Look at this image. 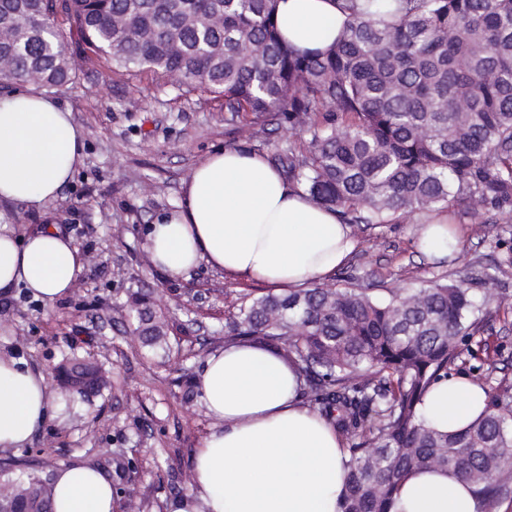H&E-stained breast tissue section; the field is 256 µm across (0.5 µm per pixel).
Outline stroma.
<instances>
[{"instance_id": "35a3bbf8", "label": "stroma", "mask_w": 512, "mask_h": 512, "mask_svg": "<svg viewBox=\"0 0 512 512\" xmlns=\"http://www.w3.org/2000/svg\"><path fill=\"white\" fill-rule=\"evenodd\" d=\"M56 93L81 131L82 161L73 179L41 212L0 201V222L57 224L79 249L84 270L54 306L16 287L0 294V346L15 349L57 386L64 358L92 362L110 377L99 392L71 399V418L53 409L27 447L0 453V469L54 475L61 465L88 460L112 479L117 512H165L190 486L194 451L211 426L198 400H184L185 382L224 343V319L241 295L266 285L236 280L202 264L168 281L144 246L148 224L180 201L193 168L210 153L247 148L274 156L307 135L262 124L242 135V119L223 96L187 91L174 77L112 74L103 59ZM449 214L463 232L451 263L431 262L416 246L415 227L400 220L365 226L344 271L376 288H412L436 275L494 267L502 257L498 230L512 238V213L490 208L472 217L461 205ZM152 294L170 322L168 349L148 353L133 336L129 291ZM491 345L500 346L497 378L512 383V306L491 311Z\"/></svg>"}]
</instances>
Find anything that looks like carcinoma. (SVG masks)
I'll list each match as a JSON object with an SVG mask.
<instances>
[{"instance_id":"obj_1","label":"carcinoma","mask_w":512,"mask_h":512,"mask_svg":"<svg viewBox=\"0 0 512 512\" xmlns=\"http://www.w3.org/2000/svg\"><path fill=\"white\" fill-rule=\"evenodd\" d=\"M277 0H0V91L32 83L56 93L93 54L112 72L148 69L187 89L224 96L251 123L309 133L305 151L275 157L288 181L361 232L391 218L425 223L450 206L512 212V0H365L335 46L300 54L279 39ZM417 288L322 283L241 303L227 340L279 352L299 369L307 407L333 422L348 453L341 512H390L408 473L448 470L481 501L507 493L512 384L491 364L469 365L461 345L484 333L486 306L508 300L497 272ZM142 348L168 347L150 293L128 299ZM462 370L487 389L483 416L440 432L419 416L424 394ZM61 386H106L93 365L68 361ZM53 484L0 472V512H50Z\"/></svg>"}]
</instances>
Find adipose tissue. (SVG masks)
<instances>
[{
	"mask_svg": "<svg viewBox=\"0 0 512 512\" xmlns=\"http://www.w3.org/2000/svg\"><path fill=\"white\" fill-rule=\"evenodd\" d=\"M350 0H278L282 38L302 54L325 51L350 15ZM71 112L28 89L0 100V199L39 210L71 181L80 161ZM153 265L177 281L206 263L273 286L322 283L355 246L336 211L315 205L267 158L237 148L215 151L190 173L183 198L145 235ZM462 238L449 217L421 225L417 246L452 259ZM72 240L53 226L21 234L0 223V291L28 288L53 305L83 271ZM213 424L195 452L190 489L166 512H340L345 452L333 425L309 411L295 366L274 350L229 342L193 378ZM42 372L0 348V451L27 446L51 408ZM484 389L465 376L438 382L419 413L455 433L484 411ZM52 512H113L112 482L88 462L61 465L52 480ZM474 488L440 470L409 473L390 512H478Z\"/></svg>",
	"mask_w": 512,
	"mask_h": 512,
	"instance_id": "adipose-tissue-1",
	"label": "adipose tissue"
}]
</instances>
